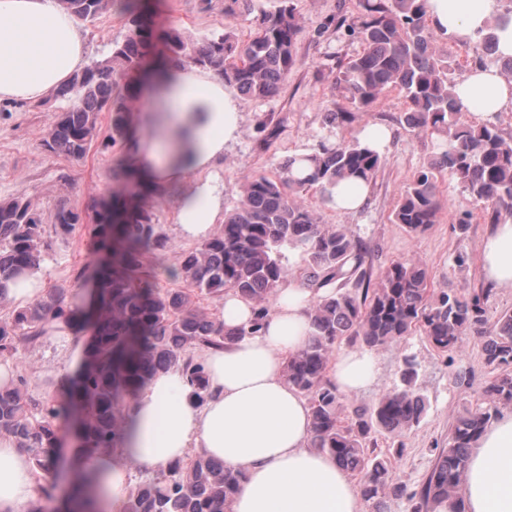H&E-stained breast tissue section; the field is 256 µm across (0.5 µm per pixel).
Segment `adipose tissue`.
<instances>
[{"label":"adipose tissue","instance_id":"adipose-tissue-1","mask_svg":"<svg viewBox=\"0 0 512 512\" xmlns=\"http://www.w3.org/2000/svg\"><path fill=\"white\" fill-rule=\"evenodd\" d=\"M435 32L474 43L500 13V0H426ZM86 64L79 21L59 0H0V101L39 103ZM461 111L493 122L512 109V82L497 68L475 66L454 88ZM124 153L136 183L152 192L181 190L175 222L181 238L203 242L224 221V191L211 171L236 138L239 106L211 72L177 62L145 71ZM485 277L512 291V220L495 225L480 245ZM312 289L294 281L278 289L260 333L209 352L205 402H197L179 368L154 375L126 408L116 452L80 464L93 473L105 512H123L131 474L125 460L148 472L202 448L244 480L231 512H366L347 471L311 448V412L283 377L289 355L309 335ZM375 373L365 349L340 352L329 380L343 394L369 386ZM37 495L32 463L14 440L0 436V512H27ZM437 512H512V413L492 421L474 448L460 499Z\"/></svg>","mask_w":512,"mask_h":512}]
</instances>
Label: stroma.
<instances>
[{
	"label": "stroma",
	"mask_w": 512,
	"mask_h": 512,
	"mask_svg": "<svg viewBox=\"0 0 512 512\" xmlns=\"http://www.w3.org/2000/svg\"><path fill=\"white\" fill-rule=\"evenodd\" d=\"M279 5L280 0H254L251 13L228 14L220 2L207 11L200 0H149L158 28L176 30L194 39L219 36L228 30L239 39H247L260 14L273 12ZM294 6L302 28L296 43V64L275 96L264 100L241 97L239 136L225 147L223 159L215 165L214 171L224 186L225 209L236 206L248 179L258 174H279L281 163L289 156L311 151L322 141L359 136L370 124L385 127L392 137L381 153V167L358 212L336 211L314 193L305 195L306 204L317 212L321 223L346 225L365 240L371 250L373 275H380L396 261H417L427 268L434 291L484 292L489 319L512 309V292L491 287L481 273L479 246L492 225L482 206L467 204L455 181L439 179L440 210L435 224L425 232L412 235L404 225L394 222L393 210L413 174L446 148L438 136L403 128L401 116L407 104L402 95L390 92L371 111L357 113L347 125L332 126L324 120L325 112L346 104L336 85L339 63L363 48L361 40L349 35L346 28L329 30L325 24L333 16L355 21L361 10L359 0H294ZM83 30L88 61L107 59L113 43L128 35L119 0H114L111 10L96 23L84 24ZM66 106V101L52 98L36 105L0 102V199L24 195L46 221L59 204L81 212L113 189L112 169L124 155L120 145L96 146L80 161L47 152L43 139ZM179 194L175 187L144 200L168 244L165 261L171 267L189 247L179 238L175 224ZM466 209L472 216L462 234L456 225ZM45 241L48 248L41 264L44 290H76L81 273L99 260L89 245L85 225H76L68 240L49 233ZM461 254L467 258L462 266L456 263ZM483 346L482 337L469 334L449 357L438 352L421 332H414L400 344L374 349L376 374L372 383L347 396L349 408H371L398 385L402 358L408 355L415 359L416 388L429 407L419 426L405 435L403 453L393 460L394 479L408 490L424 483L438 449L447 447L450 428L463 408L487 407L483 387L489 370L484 364ZM68 351L66 337L51 335L37 346L22 350L12 365L26 376L29 392L42 398L58 390L57 376Z\"/></svg>",
	"instance_id": "35a3bbf8"
}]
</instances>
